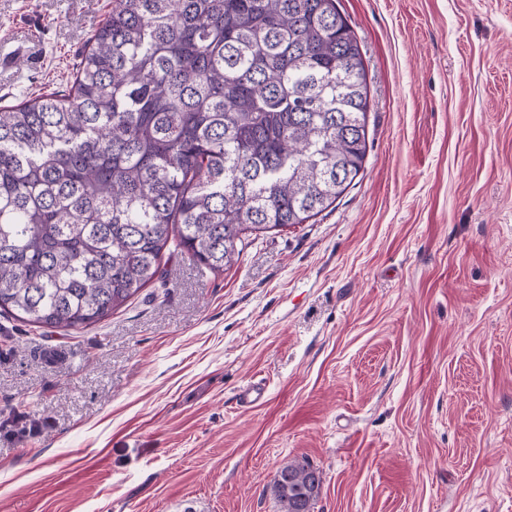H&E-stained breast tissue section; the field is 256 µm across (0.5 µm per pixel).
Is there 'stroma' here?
I'll use <instances>...</instances> for the list:
<instances>
[{
    "label": "stroma",
    "mask_w": 512,
    "mask_h": 512,
    "mask_svg": "<svg viewBox=\"0 0 512 512\" xmlns=\"http://www.w3.org/2000/svg\"><path fill=\"white\" fill-rule=\"evenodd\" d=\"M112 0H0V106L62 91ZM364 168L214 274L83 329L0 316V512H512V0H337ZM264 381L265 402L236 403ZM322 476L307 460H288L277 471L274 495L281 512H315Z\"/></svg>",
    "instance_id": "1"
}]
</instances>
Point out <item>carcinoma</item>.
<instances>
[{
  "instance_id": "obj_1",
  "label": "carcinoma",
  "mask_w": 512,
  "mask_h": 512,
  "mask_svg": "<svg viewBox=\"0 0 512 512\" xmlns=\"http://www.w3.org/2000/svg\"><path fill=\"white\" fill-rule=\"evenodd\" d=\"M369 88L336 0H112L67 94L0 107V314L81 329L187 255L331 207L363 169ZM322 476L277 471L281 512Z\"/></svg>"
}]
</instances>
